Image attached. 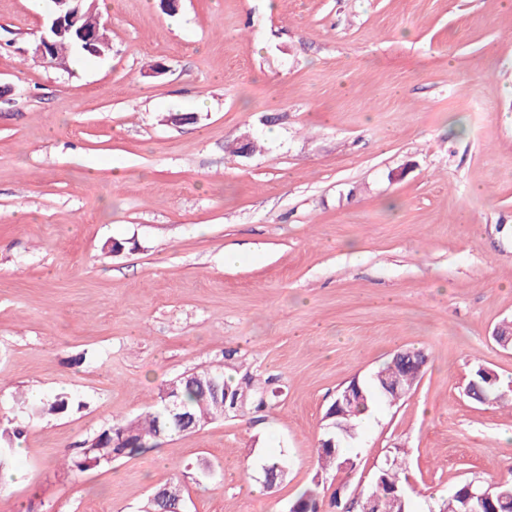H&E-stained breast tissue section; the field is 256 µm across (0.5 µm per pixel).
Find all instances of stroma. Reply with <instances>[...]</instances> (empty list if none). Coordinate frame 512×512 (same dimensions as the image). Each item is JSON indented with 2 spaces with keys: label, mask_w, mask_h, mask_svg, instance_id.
Masks as SVG:
<instances>
[{
  "label": "stroma",
  "mask_w": 512,
  "mask_h": 512,
  "mask_svg": "<svg viewBox=\"0 0 512 512\" xmlns=\"http://www.w3.org/2000/svg\"><path fill=\"white\" fill-rule=\"evenodd\" d=\"M97 11L111 51L61 66L34 55L46 0H0V430L21 431L0 512H138L176 472L186 512H287L395 458L411 512H439L511 475L512 405L464 388L512 383V0ZM412 348L423 375L362 419L356 469L318 473L337 391ZM208 365L276 377L268 408L67 468ZM62 392L65 413L19 406ZM273 453L287 479L246 492L235 462Z\"/></svg>",
  "instance_id": "35a3bbf8"
}]
</instances>
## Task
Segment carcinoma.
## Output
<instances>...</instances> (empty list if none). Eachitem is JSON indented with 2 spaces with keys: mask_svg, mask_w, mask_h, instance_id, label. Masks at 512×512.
<instances>
[{
  "mask_svg": "<svg viewBox=\"0 0 512 512\" xmlns=\"http://www.w3.org/2000/svg\"><path fill=\"white\" fill-rule=\"evenodd\" d=\"M400 374L405 375V386L410 390L416 379L421 376V371L416 368H405L393 359L369 380L350 382V385H357L362 391L363 397L360 401L340 410L338 416L332 409H327L324 433L317 446L320 470L334 469L341 462V457L336 455L335 449L328 447L329 440L336 437V428L332 427V424L337 422L349 430L348 441H354L358 435L361 415L370 410L379 398L392 402L404 397L402 393L388 395L382 389L385 379ZM470 380L485 387L487 404L493 406L507 399V395L498 387L487 384L479 370H474ZM270 383V379H258L248 372L237 378H229L225 376L224 367L221 365L207 367L196 373L181 374L160 390L158 399L148 404L141 414L114 420L107 428L84 441L77 454L68 457L70 470L85 472L107 465L115 459L144 452L156 446L162 437L189 434L212 422L233 418L246 410L259 411L267 406ZM226 389L238 398L237 405L224 401ZM165 393L178 397L180 412L188 417V425H182L167 414L163 401ZM262 467L281 475L283 479L288 476V461L282 454L268 458ZM402 473L403 468L398 460H392L386 469L375 475L371 488L358 493L357 498L361 500L368 496L377 497L382 512H409V503L406 502L401 507L395 503L392 495L394 489H404ZM312 483L314 488L304 491L295 500V504L302 512H309L311 506L320 501L317 491L321 485L319 475H314ZM464 489L463 483L455 488L448 496V504L443 512H465ZM140 512H185V501L182 498L149 497Z\"/></svg>",
  "mask_w": 512,
  "mask_h": 512,
  "instance_id": "cac0c4a2",
  "label": "carcinoma"
}]
</instances>
